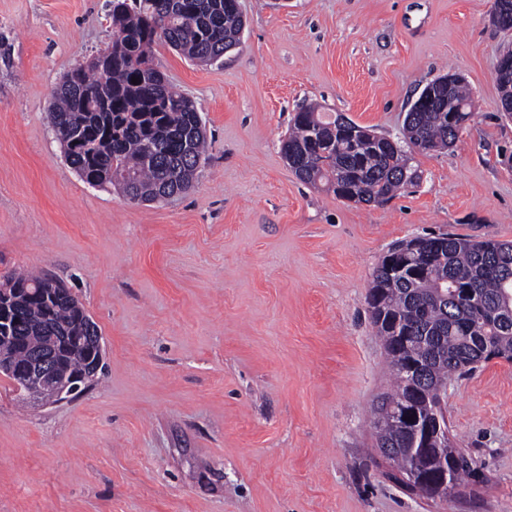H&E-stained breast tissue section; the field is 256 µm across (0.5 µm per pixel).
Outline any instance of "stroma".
Listing matches in <instances>:
<instances>
[{
  "label": "stroma",
  "mask_w": 512,
  "mask_h": 512,
  "mask_svg": "<svg viewBox=\"0 0 512 512\" xmlns=\"http://www.w3.org/2000/svg\"><path fill=\"white\" fill-rule=\"evenodd\" d=\"M106 0H0V275L44 273L97 324L104 370L57 405L0 374V512H512V362L444 394L477 477L448 498L397 480L371 407L391 376L366 296L398 241L512 242V120L492 0H239L243 44L208 66L154 47L195 104L193 187L136 203L83 182L52 92L112 43ZM460 75L475 115L382 206L301 182L280 145L317 103L400 138L411 103Z\"/></svg>",
  "instance_id": "35a3bbf8"
}]
</instances>
